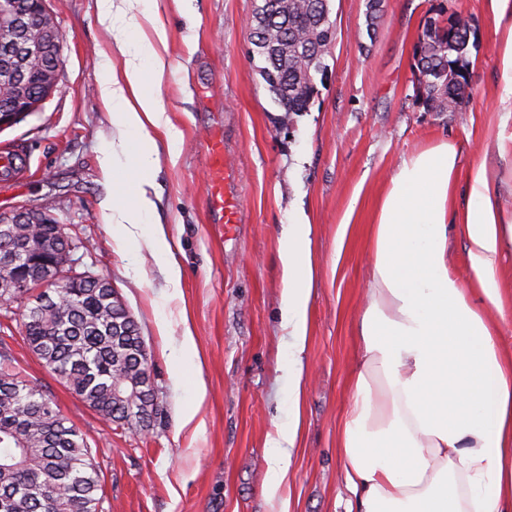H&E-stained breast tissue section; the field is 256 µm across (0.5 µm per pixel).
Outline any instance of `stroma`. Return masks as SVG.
I'll return each instance as SVG.
<instances>
[{"label":"stroma","instance_id":"obj_1","mask_svg":"<svg viewBox=\"0 0 512 512\" xmlns=\"http://www.w3.org/2000/svg\"><path fill=\"white\" fill-rule=\"evenodd\" d=\"M63 36L59 92L38 112L0 132V153L17 155L0 179V212H50L83 245L80 272L109 278L140 327L150 355L157 410L144 431L110 427L25 345L19 317L0 319V344L86 437L112 512H278L264 494L272 440L291 411L285 368L288 333L280 323L282 225L312 226L315 278L301 399V432L282 495L288 512H347L338 430L359 355L357 319L369 267L367 236L401 160L443 141L455 143L460 175L484 170L512 214V107L499 56L512 6L495 0H381L367 27L369 0H330L336 37L308 111L274 102L253 55L247 21L255 0H158L168 30V66L149 76L181 130L178 154L156 134L164 224L183 279L170 297L164 262L145 247L117 250L105 222L99 160L112 122L95 67L114 44L96 0H47ZM459 15L475 33L470 90L456 112H428L417 97L414 47L425 22ZM224 138L242 221L212 223L207 133ZM349 222L344 246L339 224ZM171 323L158 332L160 319ZM195 348L181 349L184 327ZM194 411L182 425L185 411Z\"/></svg>","mask_w":512,"mask_h":512}]
</instances>
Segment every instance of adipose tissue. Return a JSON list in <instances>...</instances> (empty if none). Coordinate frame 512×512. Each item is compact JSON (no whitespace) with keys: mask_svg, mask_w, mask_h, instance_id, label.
<instances>
[{"mask_svg":"<svg viewBox=\"0 0 512 512\" xmlns=\"http://www.w3.org/2000/svg\"><path fill=\"white\" fill-rule=\"evenodd\" d=\"M151 0H96L101 24L121 28L115 54L95 66L105 73L99 95L117 137L101 145L109 185L107 223L117 226V248L144 240L166 259L169 288L180 290L182 269L171 260L163 225L151 223L158 172L154 131L170 152L182 143L147 71L163 74L167 29L152 15ZM151 35L133 36L141 20ZM122 66H115L113 55ZM133 160L123 178L124 160ZM460 179L458 149L443 142L402 159L371 226L368 303L358 316L360 353L350 406L338 448L343 482L353 505L347 512H512V354L502 336L512 323L502 268L512 256V215L499 206L484 173ZM312 227L281 228V326L293 361L286 373L294 400L305 376L309 303L313 282ZM462 241L468 273L460 278L449 237ZM300 430L299 414L279 425L280 454L270 461L265 493L279 498Z\"/></svg>","mask_w":512,"mask_h":512,"instance_id":"1","label":"adipose tissue"}]
</instances>
